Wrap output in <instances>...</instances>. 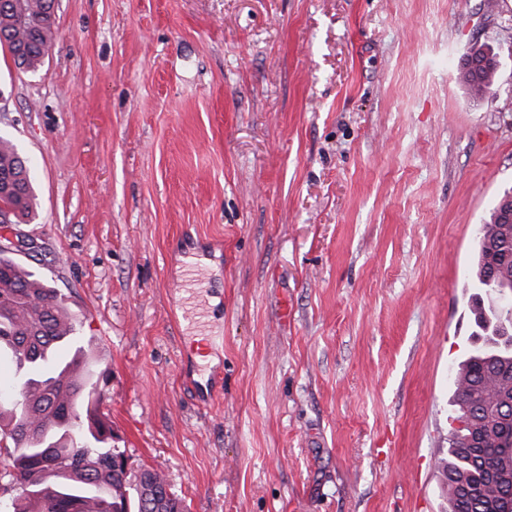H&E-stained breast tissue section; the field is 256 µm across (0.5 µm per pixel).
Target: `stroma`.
Listing matches in <instances>:
<instances>
[{
	"instance_id": "35a3bbf8",
	"label": "stroma",
	"mask_w": 512,
	"mask_h": 512,
	"mask_svg": "<svg viewBox=\"0 0 512 512\" xmlns=\"http://www.w3.org/2000/svg\"><path fill=\"white\" fill-rule=\"evenodd\" d=\"M0 136L131 472L187 512H445L512 0H57L40 71L0 50ZM470 57L478 60L479 62L486 61L487 63H490V65H487L480 70L466 68L463 62L470 59ZM470 60L473 61V59ZM497 62H499L497 55L482 46H473L469 50L465 55V58L462 60L460 67L461 80L469 94L479 95L486 88L493 85L499 68L498 64H495Z\"/></svg>"
}]
</instances>
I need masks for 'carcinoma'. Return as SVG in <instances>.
<instances>
[{
	"instance_id": "carcinoma-1",
	"label": "carcinoma",
	"mask_w": 512,
	"mask_h": 512,
	"mask_svg": "<svg viewBox=\"0 0 512 512\" xmlns=\"http://www.w3.org/2000/svg\"><path fill=\"white\" fill-rule=\"evenodd\" d=\"M44 0H0V47L15 50L16 40L32 38L48 49L54 23L43 17ZM486 61L480 70L460 67L471 95L493 85L497 55L474 46L465 59ZM39 49L13 56L15 65L36 72L44 64ZM10 179L20 193L0 197L15 224H25L34 209L27 161L8 139L0 138V180ZM512 208V193L480 225L473 269L467 287L476 296L492 297L503 281H512V264L492 266L481 245L498 234L501 213ZM473 345L456 370L454 419L486 422L491 453L478 461L467 450L465 433H449L448 458L442 472L448 491V512H498L499 502L512 495V481H500L489 468H512V319L476 302L472 309ZM23 371L22 400L0 402V455L9 461L3 477L20 494L3 512H184L177 495L166 490L164 475L143 469L131 477L118 459L126 450L112 445V421L100 411L103 394L92 365L91 348L78 342L75 322L56 289L30 268L0 252V352Z\"/></svg>"
}]
</instances>
